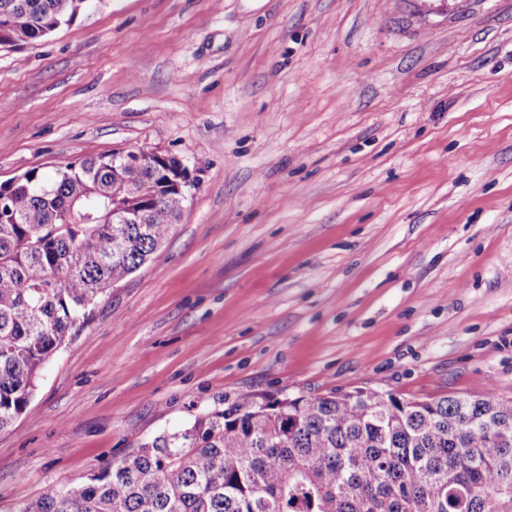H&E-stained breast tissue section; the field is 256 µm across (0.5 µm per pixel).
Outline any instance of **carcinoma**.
I'll return each instance as SVG.
<instances>
[{
	"label": "carcinoma",
	"instance_id": "obj_1",
	"mask_svg": "<svg viewBox=\"0 0 512 512\" xmlns=\"http://www.w3.org/2000/svg\"><path fill=\"white\" fill-rule=\"evenodd\" d=\"M89 2L0 0V47L52 35ZM174 176L189 179L165 154L119 172L107 154L0 183V432L97 300L165 242L186 202ZM115 200L143 223H112ZM504 432L512 396L497 392L244 393L18 512H512Z\"/></svg>",
	"mask_w": 512,
	"mask_h": 512
}]
</instances>
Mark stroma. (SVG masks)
Listing matches in <instances>:
<instances>
[{
    "mask_svg": "<svg viewBox=\"0 0 512 512\" xmlns=\"http://www.w3.org/2000/svg\"><path fill=\"white\" fill-rule=\"evenodd\" d=\"M194 185L0 432V512L241 393L512 395V0H94L0 48V183Z\"/></svg>",
    "mask_w": 512,
    "mask_h": 512,
    "instance_id": "1",
    "label": "stroma"
}]
</instances>
